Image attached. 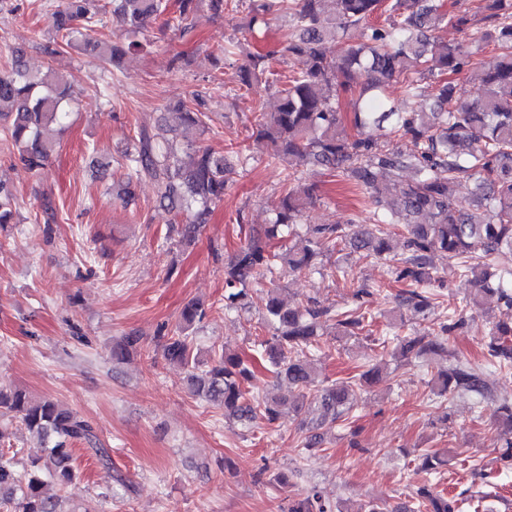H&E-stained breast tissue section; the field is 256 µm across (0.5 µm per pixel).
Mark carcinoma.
<instances>
[{"label": "carcinoma", "mask_w": 512, "mask_h": 512, "mask_svg": "<svg viewBox=\"0 0 512 512\" xmlns=\"http://www.w3.org/2000/svg\"><path fill=\"white\" fill-rule=\"evenodd\" d=\"M482 27L470 33L474 19L467 12L444 10L443 0H112V20L124 31L119 42L91 35L101 23L96 0H63L50 12L54 32L67 45L96 57L106 69L147 47L144 31L159 18L188 36L191 18L202 4L215 15L235 11L245 3L249 29L268 24V16L285 13L291 32L268 51H250L230 39L212 55L216 64L242 58L238 74L250 89L270 72V61L291 63L285 84L278 89L276 111L254 113L252 137L266 151V164L285 171V193L273 206L270 238H288L274 252L252 239L244 242L224 269V309L242 310L251 304V286L260 277L286 266L293 273H320L323 258L340 248L371 260H385L392 251L395 225L405 230V253L391 267L394 282L407 289L396 295L398 305L427 319L440 306L432 292L439 281L433 257L459 264L471 285L466 304H478L486 294L497 295L501 316L490 332L486 355L490 364L512 370V268L493 270V261L512 255V0H483ZM452 27L467 39L494 47L493 58L476 66L467 43H445L431 37L432 28ZM360 43L349 44L351 33ZM341 46L336 58L326 55L324 43ZM8 66L0 71V120L5 123L4 145L28 169L43 168L64 131L70 108L77 100L74 85L51 68L30 70L25 49L0 45ZM467 72L485 89L482 99L469 102L456 76ZM400 78L409 98L422 97L420 82L437 84L435 102L402 112L389 104L388 83ZM211 88L203 86L188 102L167 108L164 120L209 131L203 112ZM352 106L345 123L342 100ZM399 138L410 140L402 150ZM320 167L353 184L370 207L369 223L305 224L303 212L312 188L301 169ZM118 195L131 197L134 183H153L159 205L186 217L175 232L189 244L211 209L231 190L235 170L224 157L205 145L176 147L162 144L148 128L138 133L135 154L128 159ZM462 182L472 185V201L456 196ZM14 196L0 183V226L15 223ZM280 288L266 290L262 299L268 335L258 341L257 359L248 361L223 349L201 368L186 331L204 319L209 307L187 303L169 335L158 337L167 361L186 371L189 390L198 398L224 408V418L243 426L263 420L274 424L283 410L307 407L314 433L301 441L302 451L321 444L317 430L348 419L357 404L356 390L378 377L373 367L359 378L316 387L317 367L311 347L318 330L330 325L338 336L371 331L376 316L367 307L372 291L362 284L353 293L354 306L332 313L315 300L285 303ZM457 306L434 323L431 332L398 338L392 355L406 362H427L434 356L448 367L430 380L442 403L472 398L480 404L493 399L480 365L463 361L448 348V336L463 328ZM140 338L128 334L112 343V361L133 354ZM273 377L288 384L292 397L262 398L250 389L259 361ZM0 416L17 420L37 436L41 454L17 469L0 456V512H64L61 492L77 477L70 445L81 443L102 464L108 456L95 447L92 425L77 412L50 398H35L18 388L0 387ZM501 458L512 460V403L496 407ZM417 471L430 474L448 465L437 452L419 455ZM456 501L440 494L432 483L412 491L411 500L394 512H455ZM288 512H345L312 487L292 500Z\"/></svg>", "instance_id": "obj_1"}]
</instances>
